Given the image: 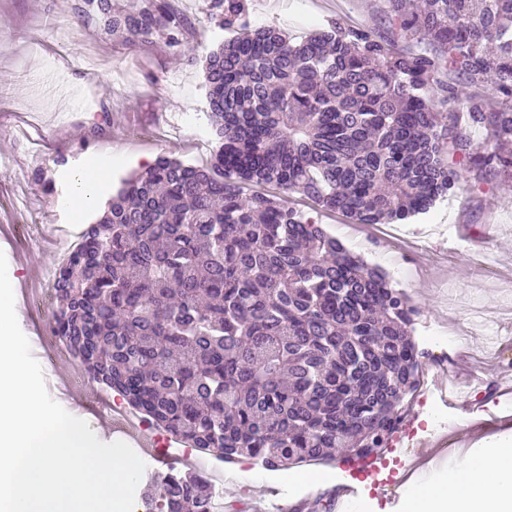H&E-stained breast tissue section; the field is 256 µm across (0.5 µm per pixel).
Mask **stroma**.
Here are the masks:
<instances>
[{
	"instance_id": "stroma-1",
	"label": "stroma",
	"mask_w": 512,
	"mask_h": 512,
	"mask_svg": "<svg viewBox=\"0 0 512 512\" xmlns=\"http://www.w3.org/2000/svg\"><path fill=\"white\" fill-rule=\"evenodd\" d=\"M188 30L180 45L158 37L129 43L112 34L85 0H0V251L19 281L17 316L27 339L46 332L51 309L33 310V289L52 290L60 241L73 226H87L124 180L148 158L167 155L204 164L214 140L206 118V55L230 36L213 0H171ZM249 27L277 25L296 39L332 26L389 35L383 0H244ZM92 157L109 161L98 206L76 213L61 205L66 169ZM461 189L398 226L349 223L308 201L285 197L369 266L384 270L418 309L415 338L437 343L449 365L471 369L467 397L444 392L412 398L391 443L413 470L397 492L371 494L362 483L358 512H408L413 485L465 469L468 450L512 444V390L496 385L512 362V180L475 163L461 169ZM474 336L472 349L456 342ZM75 360L57 358L52 393L104 442L114 441L72 387ZM447 440L462 455L441 452L434 466L415 455L417 442ZM310 477L298 468L270 470L253 459L226 467L224 512H286L305 498L334 493L336 463L316 464Z\"/></svg>"
}]
</instances>
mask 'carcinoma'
I'll return each instance as SVG.
<instances>
[{
    "mask_svg": "<svg viewBox=\"0 0 512 512\" xmlns=\"http://www.w3.org/2000/svg\"><path fill=\"white\" fill-rule=\"evenodd\" d=\"M407 51L365 30L296 41L242 26L206 57L208 165L158 157L124 181L58 265L55 335L85 371L197 452L270 469L380 456L419 385L416 307L321 225L250 184L354 224H390L458 190L472 128L482 165L512 179V0H385ZM140 41L185 18L148 4L107 17ZM450 71L457 82L433 87ZM491 81L494 112L468 97ZM218 490L170 469L146 512H210Z\"/></svg>",
    "mask_w": 512,
    "mask_h": 512,
    "instance_id": "1",
    "label": "carcinoma"
}]
</instances>
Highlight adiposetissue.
Wrapping results in <instances>:
<instances>
[{"instance_id": "adipose-tissue-1", "label": "adipose tissue", "mask_w": 512, "mask_h": 512, "mask_svg": "<svg viewBox=\"0 0 512 512\" xmlns=\"http://www.w3.org/2000/svg\"><path fill=\"white\" fill-rule=\"evenodd\" d=\"M106 171L104 160L98 157L71 170L64 205L77 211L95 207ZM408 512H512V448L476 449L464 470L415 485Z\"/></svg>"}]
</instances>
